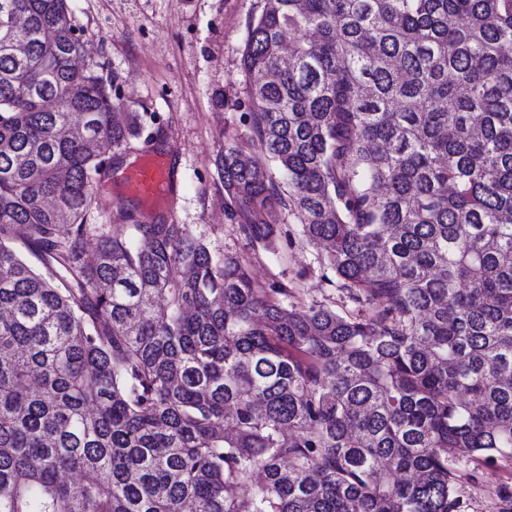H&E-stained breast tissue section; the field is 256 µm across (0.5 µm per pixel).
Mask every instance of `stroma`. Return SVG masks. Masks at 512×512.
I'll return each mask as SVG.
<instances>
[{
  "mask_svg": "<svg viewBox=\"0 0 512 512\" xmlns=\"http://www.w3.org/2000/svg\"><path fill=\"white\" fill-rule=\"evenodd\" d=\"M264 0H70L84 30L87 60L113 76L131 111L153 113L178 150L176 200L168 216L190 225L216 255L245 258L261 286L278 281L300 289L303 302L340 298L324 281L318 251L296 236V221L275 209V243L265 248L238 230L215 165L227 143L247 144L248 79L241 66L251 17ZM223 91L224 105L213 103ZM512 486V460L460 464L457 494L467 512H498L499 496L483 488L487 475Z\"/></svg>",
  "mask_w": 512,
  "mask_h": 512,
  "instance_id": "obj_1",
  "label": "stroma"
}]
</instances>
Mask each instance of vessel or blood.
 <instances>
[{"mask_svg": "<svg viewBox=\"0 0 512 512\" xmlns=\"http://www.w3.org/2000/svg\"><path fill=\"white\" fill-rule=\"evenodd\" d=\"M174 157L175 150L171 147L143 151L138 161L121 175L123 194L148 211L166 207L173 191Z\"/></svg>", "mask_w": 512, "mask_h": 512, "instance_id": "vessel-or-blood-1", "label": "vessel or blood"}]
</instances>
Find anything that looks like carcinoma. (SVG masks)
I'll return each mask as SVG.
<instances>
[{
  "label": "carcinoma",
  "instance_id": "1",
  "mask_svg": "<svg viewBox=\"0 0 512 512\" xmlns=\"http://www.w3.org/2000/svg\"><path fill=\"white\" fill-rule=\"evenodd\" d=\"M82 36L0 0V512H461L458 463L512 458V0L250 22L280 178L226 144L224 194L265 246L287 209L343 313L111 195L154 116Z\"/></svg>",
  "mask_w": 512,
  "mask_h": 512
}]
</instances>
